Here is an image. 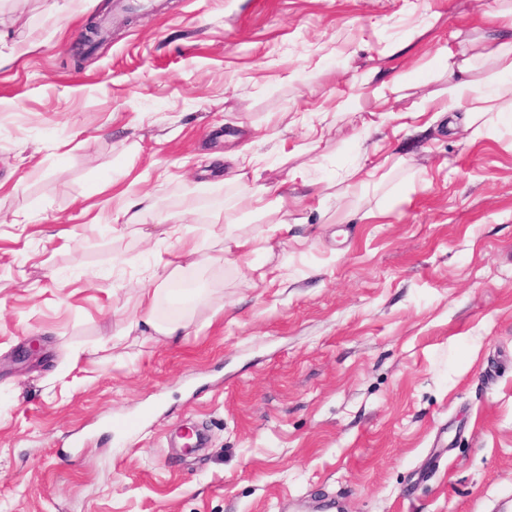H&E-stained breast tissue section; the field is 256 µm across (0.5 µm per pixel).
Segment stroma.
<instances>
[{
  "label": "stroma",
  "mask_w": 512,
  "mask_h": 512,
  "mask_svg": "<svg viewBox=\"0 0 512 512\" xmlns=\"http://www.w3.org/2000/svg\"><path fill=\"white\" fill-rule=\"evenodd\" d=\"M105 3L0 0V53L36 45L0 64V512H512V125L380 122L444 94L478 0ZM375 68L397 91L348 112ZM376 155L401 163L337 186ZM108 180L199 252L114 229ZM228 224L272 251L224 262ZM160 288H143L140 305L144 311V324L151 326L161 336H178L186 325L181 322H172L167 326L160 327L154 323V313L160 298Z\"/></svg>",
  "instance_id": "1"
}]
</instances>
